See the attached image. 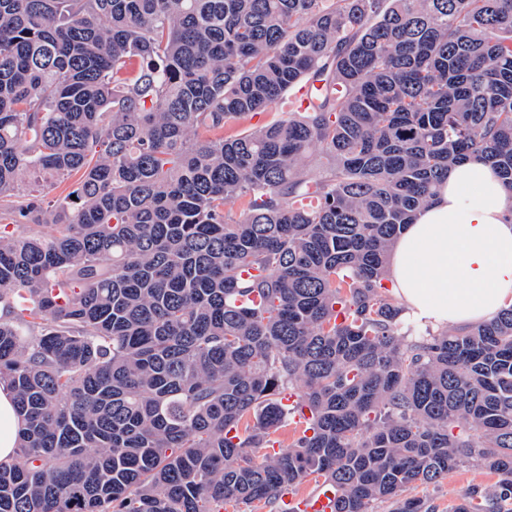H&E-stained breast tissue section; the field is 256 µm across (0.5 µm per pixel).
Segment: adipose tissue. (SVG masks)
Here are the masks:
<instances>
[{"instance_id":"1","label":"adipose tissue","mask_w":512,"mask_h":512,"mask_svg":"<svg viewBox=\"0 0 512 512\" xmlns=\"http://www.w3.org/2000/svg\"><path fill=\"white\" fill-rule=\"evenodd\" d=\"M512 195L483 163L449 171L390 254L392 293L407 320L480 324L512 304Z\"/></svg>"}]
</instances>
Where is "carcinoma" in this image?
I'll return each mask as SVG.
<instances>
[{
    "label": "carcinoma",
    "mask_w": 512,
    "mask_h": 512,
    "mask_svg": "<svg viewBox=\"0 0 512 512\" xmlns=\"http://www.w3.org/2000/svg\"><path fill=\"white\" fill-rule=\"evenodd\" d=\"M470 157L512 192V0H0L27 228L0 229V512H223L314 474L336 512H436L404 492L464 460L498 481L454 512H512V305L408 340L386 285ZM297 388L306 428L262 452ZM20 428L14 393L7 383H0V460H8L13 455Z\"/></svg>",
    "instance_id": "cac0c4a2"
}]
</instances>
